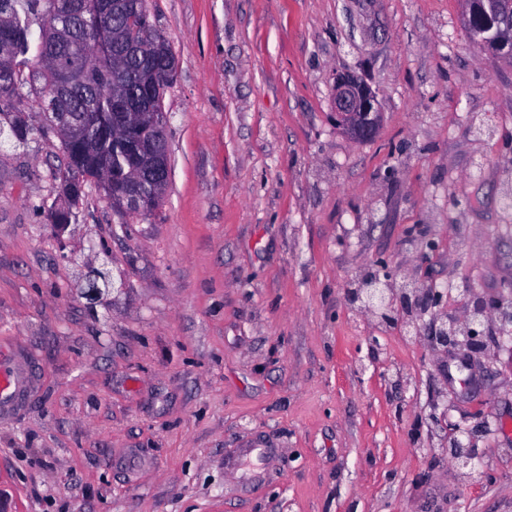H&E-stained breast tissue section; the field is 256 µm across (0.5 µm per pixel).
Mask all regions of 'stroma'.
<instances>
[{
	"instance_id": "35a3bbf8",
	"label": "stroma",
	"mask_w": 512,
	"mask_h": 512,
	"mask_svg": "<svg viewBox=\"0 0 512 512\" xmlns=\"http://www.w3.org/2000/svg\"><path fill=\"white\" fill-rule=\"evenodd\" d=\"M150 10L177 61L158 210L92 186L58 232L59 138L0 151V364L25 376L0 507L512 512V61L461 0ZM344 71L377 95L371 139L336 125ZM384 265L439 305L356 300ZM479 302V346L431 343ZM454 424L481 426L484 476ZM456 433H459L460 436H464L467 438L468 443H464L462 439L456 437L453 440V454L454 458L457 459L462 466L470 467L471 469L478 468V458L475 453V448H473V440L477 435V429H462L460 426L453 428Z\"/></svg>"
}]
</instances>
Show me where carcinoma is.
Here are the masks:
<instances>
[{
	"label": "carcinoma",
	"mask_w": 512,
	"mask_h": 512,
	"mask_svg": "<svg viewBox=\"0 0 512 512\" xmlns=\"http://www.w3.org/2000/svg\"><path fill=\"white\" fill-rule=\"evenodd\" d=\"M49 2L51 0H0V57L9 55L17 64L13 78H0V136L23 146L31 136L56 132L50 124L35 128L25 121L27 100L22 93L25 84L40 86L44 94L50 85L61 80L64 93L58 111L77 115L91 113L93 131L102 133L104 139L95 148L61 142L63 173L79 175L81 180L75 184L72 194L64 195L66 206L50 213V221L55 223L59 214L73 213L88 186H98L106 179L117 194L131 187L137 160L124 151L121 137L113 135V129H121L125 120L116 98L141 96L151 69L156 76L154 106L157 111H164L163 102L172 79L167 77L162 62L149 64L134 48L145 40L154 39L165 54L171 56L173 52L150 19L149 0H112V15L95 18L96 25L80 31L76 40L62 50L63 55H74L80 60L76 67L59 71L32 69L26 74L24 69L32 62L34 47H42L43 53L50 57L56 53L55 42L48 37L52 23L69 16L74 3L83 4L90 14L99 0H57L59 13L56 15L49 11Z\"/></svg>",
	"instance_id": "obj_1"
}]
</instances>
